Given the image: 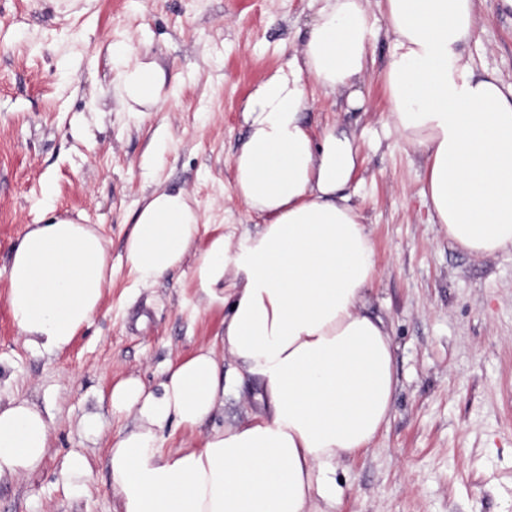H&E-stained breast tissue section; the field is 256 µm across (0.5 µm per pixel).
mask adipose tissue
Returning <instances> with one entry per match:
<instances>
[{"instance_id":"1","label":"adipose tissue","mask_w":512,"mask_h":512,"mask_svg":"<svg viewBox=\"0 0 512 512\" xmlns=\"http://www.w3.org/2000/svg\"><path fill=\"white\" fill-rule=\"evenodd\" d=\"M303 49L247 101L249 136L235 155L237 196L256 228L193 244L200 214L183 192L154 190L139 210L125 261L140 285L184 262L210 302L224 308L219 345L169 365L160 392L135 379L110 394L137 424L107 454L113 512H328L341 460L388 425L397 385L394 348L381 319L364 313L374 244L347 188L356 172L354 134L305 122V79L325 94L347 91L368 62L375 24L367 0H314ZM392 38L383 79L392 130L422 148L425 195L448 240L482 256L512 249V82L476 74L465 57L477 0H382ZM112 46L121 96L163 101L165 73L129 65ZM7 301L25 344L65 351L98 311L111 281L104 237L58 218L30 226L11 247ZM253 379L256 414L208 427L230 385L217 350ZM205 428L200 447L166 448L170 423ZM50 426L23 398L0 403V480L43 464Z\"/></svg>"}]
</instances>
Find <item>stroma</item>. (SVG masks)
I'll use <instances>...</instances> for the list:
<instances>
[{
	"instance_id": "obj_1",
	"label": "stroma",
	"mask_w": 512,
	"mask_h": 512,
	"mask_svg": "<svg viewBox=\"0 0 512 512\" xmlns=\"http://www.w3.org/2000/svg\"><path fill=\"white\" fill-rule=\"evenodd\" d=\"M314 13L310 0H0V399H29L52 427L43 466L0 482V512H112L107 447L135 425L113 412V387L159 390L168 363L224 328L189 266L135 285L125 246L136 214L160 188L196 202L197 249L228 225L253 229L234 192L243 105L300 53ZM116 42L163 69L165 102L130 111L115 91ZM389 48L371 42L361 109L305 83L312 130L336 121L361 146L349 193L375 247L364 311L384 321L397 376L389 424L336 466L332 512H512V250L462 251L434 223L424 157L388 125ZM465 55L512 81V15L497 0H479ZM53 214L93 225L114 274L71 346L35 354L12 320L5 267L27 225ZM73 454L89 474L67 484Z\"/></svg>"
}]
</instances>
